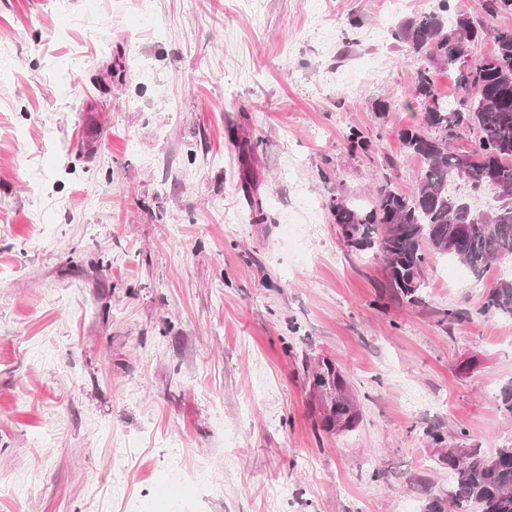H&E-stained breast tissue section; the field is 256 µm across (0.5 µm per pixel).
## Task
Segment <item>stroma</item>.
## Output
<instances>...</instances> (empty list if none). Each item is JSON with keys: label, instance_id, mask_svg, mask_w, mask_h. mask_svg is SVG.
Instances as JSON below:
<instances>
[{"label": "stroma", "instance_id": "35a3bbf8", "mask_svg": "<svg viewBox=\"0 0 512 512\" xmlns=\"http://www.w3.org/2000/svg\"><path fill=\"white\" fill-rule=\"evenodd\" d=\"M435 7L0 0V512H426L433 433L512 443V320L479 312L512 268L435 257L411 305L331 215L413 192L391 32ZM322 358L351 431L318 425ZM329 367L324 363L321 369L311 368L309 371L310 383L314 389H325L326 392L321 399V423L325 430H333L341 426L344 432L356 427L360 421V409L351 393L350 384L345 376L344 380L336 373L337 365ZM335 389V390H334Z\"/></svg>", "mask_w": 512, "mask_h": 512}]
</instances>
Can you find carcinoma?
I'll use <instances>...</instances> for the list:
<instances>
[{"label":"carcinoma","mask_w":512,"mask_h":512,"mask_svg":"<svg viewBox=\"0 0 512 512\" xmlns=\"http://www.w3.org/2000/svg\"><path fill=\"white\" fill-rule=\"evenodd\" d=\"M448 0H438L437 8L412 18L394 33L426 66L418 70L415 87L420 99H431L434 107L424 111L422 126L401 131L405 152L421 159L423 168L416 190L406 196L386 185H378L371 205L363 207L339 200L332 215L339 226L353 229L356 238L346 246L372 252L385 262L392 287L414 304L418 294L407 288L412 277L425 278L435 255L446 256L466 267L473 276H484L491 264L512 260V211L494 224L473 223L480 213L463 190L483 191L497 196L485 172H495L496 183L512 188V28L495 30L494 50L484 54L478 42L486 26L475 25L465 14L449 13ZM458 31L453 48H443L436 56L429 49L448 30ZM471 61L467 72L458 58ZM455 68L459 83L471 90L468 108L436 93L431 67ZM477 128L480 137L468 153L453 148L461 133ZM468 162L465 179L455 178L457 169ZM479 314L512 320V277L500 278L489 288ZM311 386L325 390L321 399V423L325 430L356 427L360 409L350 395V386L324 366L309 371ZM460 433L457 445L448 448L440 461L448 464L451 482L448 498H435L427 512H445V502L470 501L479 512H512V444L485 454L476 444L466 443Z\"/></svg>","instance_id":"cac0c4a2"}]
</instances>
